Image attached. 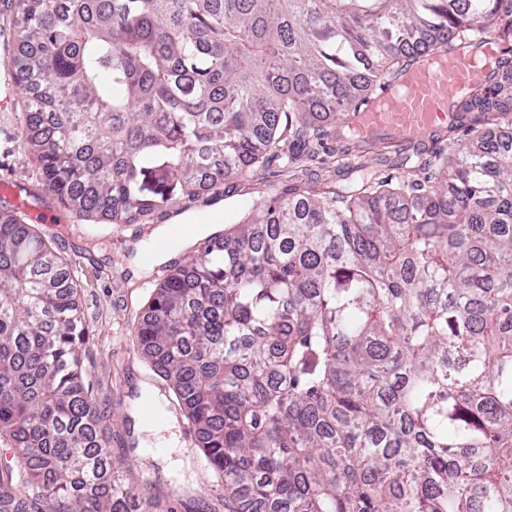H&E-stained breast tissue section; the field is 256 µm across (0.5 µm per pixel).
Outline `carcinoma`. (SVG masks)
<instances>
[{
  "label": "carcinoma",
  "instance_id": "obj_1",
  "mask_svg": "<svg viewBox=\"0 0 512 512\" xmlns=\"http://www.w3.org/2000/svg\"><path fill=\"white\" fill-rule=\"evenodd\" d=\"M20 144L77 217L139 224L328 135L512 0H11ZM229 512H512V138L434 179L292 186L184 254L134 329ZM67 264L0 210V440L45 512H161L125 485L85 383Z\"/></svg>",
  "mask_w": 512,
  "mask_h": 512
}]
</instances>
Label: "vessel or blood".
<instances>
[{"instance_id": "b4317fda", "label": "vessel or blood", "mask_w": 512, "mask_h": 512, "mask_svg": "<svg viewBox=\"0 0 512 512\" xmlns=\"http://www.w3.org/2000/svg\"><path fill=\"white\" fill-rule=\"evenodd\" d=\"M486 71L483 58L463 51L422 57L397 84L353 113L356 126L371 134L422 139L446 125L450 108Z\"/></svg>"}]
</instances>
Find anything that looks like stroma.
<instances>
[{
  "instance_id": "stroma-1",
  "label": "stroma",
  "mask_w": 512,
  "mask_h": 512,
  "mask_svg": "<svg viewBox=\"0 0 512 512\" xmlns=\"http://www.w3.org/2000/svg\"><path fill=\"white\" fill-rule=\"evenodd\" d=\"M0 110V183L24 189L21 206L25 223L38 232L67 263L78 289L86 336L83 344L86 381L105 418L101 423L114 459L129 463L126 482L136 492L156 489L166 512H224V487L195 444L186 419L168 409L169 388L139 355L134 327L169 264L137 269V254L152 241L156 230L180 214L212 215L216 229L233 223L254 199L295 185L322 191L340 190L365 171L400 180L430 173L436 155L467 141L475 115L459 113L452 129L415 141L367 139L357 145L348 134L329 136L325 163L284 166L269 158L248 179L226 182L222 192L183 198L171 209L155 212L142 224H108L82 220L46 190L36 163L20 148L17 118L21 98L9 93ZM46 217L36 223V214ZM151 399L164 409L162 427L153 429L139 414L142 401Z\"/></svg>"
}]
</instances>
